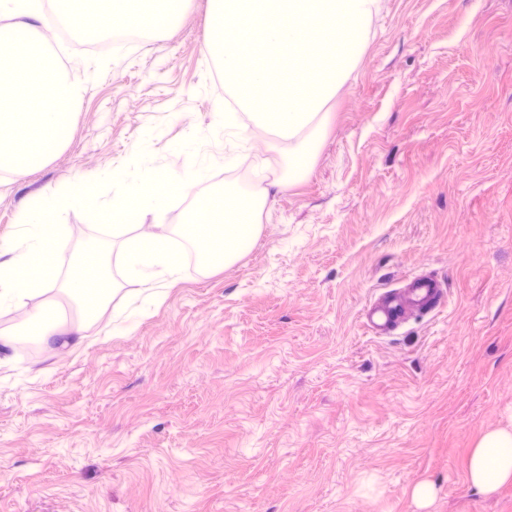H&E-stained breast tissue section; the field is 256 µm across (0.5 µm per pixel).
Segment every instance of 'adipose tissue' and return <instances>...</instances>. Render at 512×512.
Wrapping results in <instances>:
<instances>
[{
  "instance_id": "1",
  "label": "adipose tissue",
  "mask_w": 512,
  "mask_h": 512,
  "mask_svg": "<svg viewBox=\"0 0 512 512\" xmlns=\"http://www.w3.org/2000/svg\"><path fill=\"white\" fill-rule=\"evenodd\" d=\"M17 16V23L0 26V46H6L18 33L28 35L68 23L77 34H85L88 26L74 0H0V15ZM37 83L44 95V105L29 113L27 132L18 135L13 123L0 114V166L17 177L28 175L45 163L66 141L69 134L71 106L78 96L75 85L58 71L53 58L39 55L36 61ZM86 197L84 186H74L67 194L38 201L30 212L20 216L16 236L7 243L12 254L10 262L0 264V300L22 302L30 293L49 287L55 279L52 255L67 236L68 228L58 218L70 207L81 204ZM118 224H100L96 239L88 243L75 262L70 279L76 291L96 292L98 303L110 297L96 258L97 240L121 233ZM219 242L216 258L203 262L205 271L223 268L226 261L238 257L253 241L252 224L236 219L226 225L155 224L151 229L129 238L122 259L130 272L157 265L174 271L180 256L175 244L176 234ZM512 443V434L504 430L487 433L475 447L468 468L470 483L484 491L512 479V460L505 454V443Z\"/></svg>"
}]
</instances>
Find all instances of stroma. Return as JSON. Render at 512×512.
Wrapping results in <instances>:
<instances>
[{"label":"stroma","mask_w":512,"mask_h":512,"mask_svg":"<svg viewBox=\"0 0 512 512\" xmlns=\"http://www.w3.org/2000/svg\"><path fill=\"white\" fill-rule=\"evenodd\" d=\"M207 8L118 64L71 51L70 139L27 176L0 171V241L78 180L111 211L112 177L146 154L192 170L184 205L269 182L257 243L220 271L181 264L144 302L113 236L112 302L92 316L68 282L94 224L66 212L80 232L52 288L0 302V336L47 309L83 340L0 361V512H512V481L466 478L481 436L512 427V0H381L311 129L255 128L241 150L208 135ZM420 273L440 306L367 332L370 298Z\"/></svg>","instance_id":"1"}]
</instances>
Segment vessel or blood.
<instances>
[{
	"label": "vessel or blood",
	"instance_id": "1",
	"mask_svg": "<svg viewBox=\"0 0 512 512\" xmlns=\"http://www.w3.org/2000/svg\"><path fill=\"white\" fill-rule=\"evenodd\" d=\"M441 294L438 281L427 276L413 277L406 288L382 293L366 303L361 311L362 323L375 335L390 334L410 314L431 309Z\"/></svg>",
	"mask_w": 512,
	"mask_h": 512
}]
</instances>
